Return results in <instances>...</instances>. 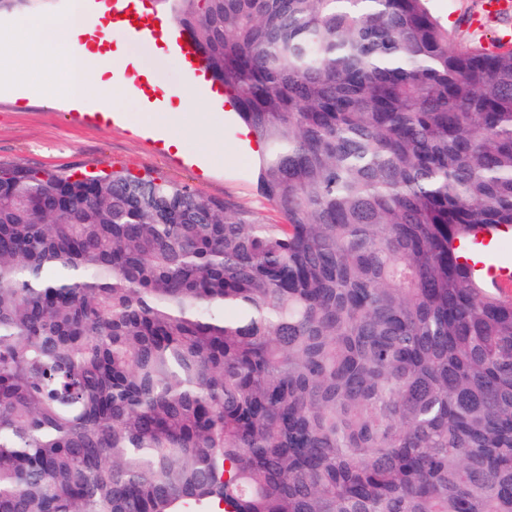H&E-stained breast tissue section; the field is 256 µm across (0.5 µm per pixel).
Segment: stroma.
Returning a JSON list of instances; mask_svg holds the SVG:
<instances>
[{"label":"stroma","instance_id":"1","mask_svg":"<svg viewBox=\"0 0 512 512\" xmlns=\"http://www.w3.org/2000/svg\"><path fill=\"white\" fill-rule=\"evenodd\" d=\"M126 82L151 76L155 86L172 92L185 84L182 65L166 49L151 42H130ZM61 70L41 71L17 65L10 87L0 90V164L77 172L126 169L189 185L208 199L229 200L253 211L264 222L281 217L257 189V159L246 157L237 145L234 114L214 111L198 98L182 116L181 151L164 150L154 135L138 132L143 110L138 100L107 91L98 104L114 109L119 118L78 120L67 100H50L41 86L63 80Z\"/></svg>","mask_w":512,"mask_h":512}]
</instances>
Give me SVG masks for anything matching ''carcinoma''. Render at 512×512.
I'll return each instance as SVG.
<instances>
[{
    "label": "carcinoma",
    "mask_w": 512,
    "mask_h": 512,
    "mask_svg": "<svg viewBox=\"0 0 512 512\" xmlns=\"http://www.w3.org/2000/svg\"><path fill=\"white\" fill-rule=\"evenodd\" d=\"M265 145V224L0 165V512H512V48L427 0H159ZM491 244V245H490ZM480 253V260L487 264V258L493 257L497 265H489L480 268L487 269L488 286L501 293L504 296H510L512 290V276L510 268L512 265V234L499 233L494 235L491 241H486L484 245L475 247ZM509 266V267H507Z\"/></svg>",
    "instance_id": "carcinoma-1"
}]
</instances>
